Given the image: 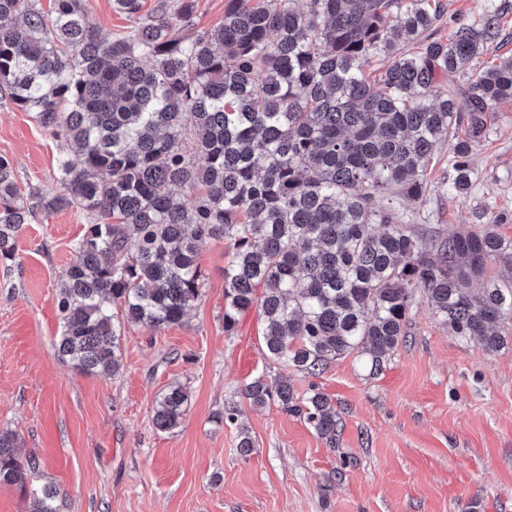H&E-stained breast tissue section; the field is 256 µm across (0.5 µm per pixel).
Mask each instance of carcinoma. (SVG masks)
I'll return each mask as SVG.
<instances>
[{
  "label": "carcinoma",
  "instance_id": "carcinoma-1",
  "mask_svg": "<svg viewBox=\"0 0 512 512\" xmlns=\"http://www.w3.org/2000/svg\"><path fill=\"white\" fill-rule=\"evenodd\" d=\"M193 11L194 0H157L114 38L88 22L85 0H53L49 13L41 0H0V92L67 148L55 188L26 195L0 156V261L38 213L76 207L87 221L58 287L57 353L82 374L118 373L122 321L181 324L213 240L229 249L224 331L258 308L268 357L287 369L314 374L355 353L381 370L418 300L488 353L512 338L502 215L479 210L444 240L400 209L426 201L445 141L440 189L470 191L489 113L512 101V58L465 90L457 78L497 37L498 15L442 38L439 0H226L220 24L185 39ZM185 189L200 191L191 207ZM492 261L508 276L486 275ZM242 392L336 436L321 392L261 378ZM187 402L185 387H170L155 427L177 429ZM38 466L0 432V487L26 486ZM56 498L42 485L32 512H57Z\"/></svg>",
  "mask_w": 512,
  "mask_h": 512
}]
</instances>
